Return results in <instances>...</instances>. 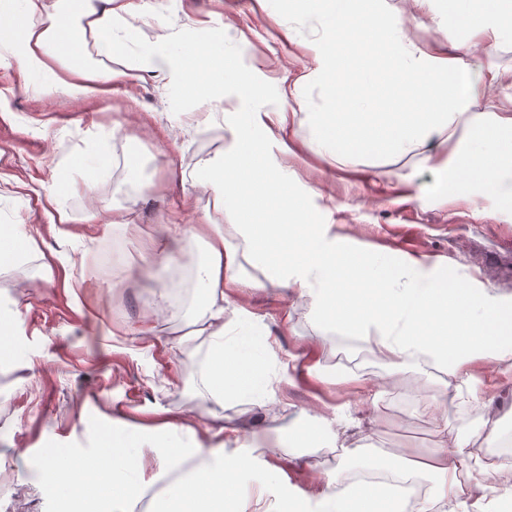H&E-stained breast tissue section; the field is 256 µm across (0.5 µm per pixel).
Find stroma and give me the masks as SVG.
Masks as SVG:
<instances>
[{
    "mask_svg": "<svg viewBox=\"0 0 512 512\" xmlns=\"http://www.w3.org/2000/svg\"><path fill=\"white\" fill-rule=\"evenodd\" d=\"M387 6L415 42L445 44L455 34L453 21L432 18L414 0ZM124 26L130 37L112 57L116 69L136 61L161 31L178 42L221 31L225 59L258 69L254 111L276 112L310 65L302 43L317 23L290 17L284 0H151L148 14L127 15ZM492 52L506 78L475 101L477 112L492 102L512 109V41ZM236 103L230 84L223 100L189 103L150 77L75 100L33 87L13 58L0 64V226L11 229L16 248L0 260V312L16 322L15 334L0 340V367L13 375L0 388V512H59L55 492L40 482L44 453H98L108 440L151 425L159 407L173 416L190 409L195 418L189 429L160 435L143 449L150 467L168 449L193 447L210 414L221 413L244 426L242 444L259 447L238 480L271 512H314L320 474L333 471L345 482L361 465L343 455L316 418L323 406L353 418L363 403L374 404L382 423L366 444L401 459L427 487L431 477L413 463L440 447L444 435L468 438L465 473L493 450L494 426H512V368L505 364L474 366L494 393L495 423L485 422L457 379L444 435L433 416L448 381L441 371L407 372L392 387L359 395L358 380L384 373L383 363L365 343L319 324L310 299L275 284L236 296L251 320L228 326L225 339L249 334L269 345L266 370L278 411L251 397L213 400L200 371L211 338L194 304L172 307L157 322V337L172 347L135 341L169 273L157 265L140 276L143 243L174 206L185 224L196 211L217 213V192L196 189L194 181L201 165L222 156L224 115ZM190 110L211 113L208 127L190 126ZM287 136L291 149L278 161L305 197L306 223L335 225L376 252L442 260L458 283L478 281L512 303V209L477 187L459 192L450 172L418 156L342 169L305 147L307 126L294 124ZM92 152L98 164L89 172L81 161ZM92 206L132 223H86ZM320 336L328 342L318 347ZM292 454L302 455L304 468H289Z\"/></svg>",
    "mask_w": 512,
    "mask_h": 512,
    "instance_id": "35a3bbf8",
    "label": "stroma"
}]
</instances>
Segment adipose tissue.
Returning a JSON list of instances; mask_svg holds the SVG:
<instances>
[{
    "label": "adipose tissue",
    "mask_w": 512,
    "mask_h": 512,
    "mask_svg": "<svg viewBox=\"0 0 512 512\" xmlns=\"http://www.w3.org/2000/svg\"><path fill=\"white\" fill-rule=\"evenodd\" d=\"M440 2L457 23L452 46L420 45L406 34L397 17L385 11V0H285L288 11L317 20L321 33L306 43L311 65L293 82L292 101L283 112H254L256 93L251 71L225 63L223 37L187 41L169 49L170 36L160 33L143 54L142 64L117 70L110 59L115 33L131 6L126 0H9L0 14V45L19 39V67L35 87H53L74 99H90L108 83H135L150 69L178 85L192 100H220L225 84L238 91L239 110L227 129L230 139L215 164L204 165L195 184L219 186L224 223L204 214L195 224L157 225L145 245V263L177 262L186 238L204 240L207 256L198 268L204 287L201 320L211 328L214 344L206 354L203 381L216 401L225 394L265 396L270 379L264 352L247 337L224 343V317L241 319L244 307L231 298L238 289L259 291L266 282L309 297L319 322L368 344L390 374L427 372L435 368L462 379L470 395L491 405L484 381L469 373L476 360L512 366V318L499 298L483 287L461 286L448 277L446 265L390 252H372L365 243L337 233L335 225L309 231L302 224L305 203L279 168L278 153L286 141L267 137L269 126L285 129L298 115L310 126L307 148L343 165L361 158L384 159L409 154L452 171L459 190L480 182L504 205H512V113L472 105L485 84L502 74L491 58L465 60L458 48L481 40L497 44L512 39V0H415L418 7ZM66 60L59 76L53 61ZM338 94L349 112L318 111L312 90ZM405 105H397L398 91ZM459 136L462 146L439 155L434 141ZM251 265L262 279L246 278ZM185 417L165 415L143 427L131 440L109 448L107 468L65 452L43 458L44 484L52 486L66 512H91L107 498L112 512H127L129 502L159 480L167 485L153 498V512H225L227 501L240 495L237 473L249 454L232 450L226 465L212 463L214 452L203 444L172 448L166 462L145 473L131 468L142 445L160 433L185 429ZM455 437L421 460L434 478L436 512H493V500L512 502V472L475 463L459 479L460 460L468 447ZM177 460L193 466L175 479L168 468ZM321 512H416V504L386 486L340 485L335 473L321 476Z\"/></svg>",
    "instance_id": "ef3b65f1"
}]
</instances>
